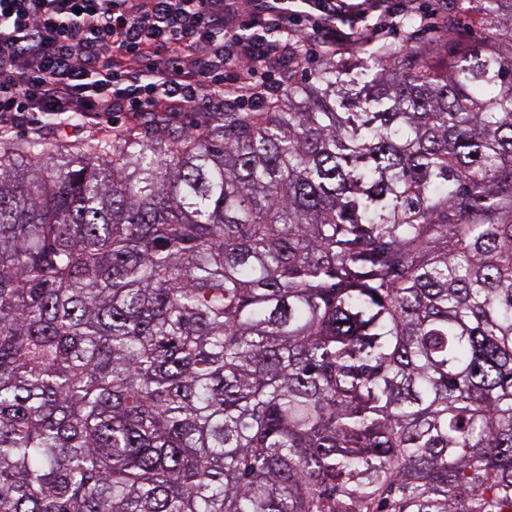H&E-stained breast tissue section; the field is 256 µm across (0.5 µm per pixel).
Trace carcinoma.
Returning a JSON list of instances; mask_svg holds the SVG:
<instances>
[{
  "instance_id": "obj_1",
  "label": "carcinoma",
  "mask_w": 512,
  "mask_h": 512,
  "mask_svg": "<svg viewBox=\"0 0 512 512\" xmlns=\"http://www.w3.org/2000/svg\"><path fill=\"white\" fill-rule=\"evenodd\" d=\"M463 20L0 142V512H512V0ZM448 0H428V1H417L422 8L421 16V31L420 35L425 44H433V51L435 55L441 59L446 60L455 53H457L462 45L469 39H479L482 36V32L475 26L465 23V29L460 28L459 36L455 40H440V33L437 29L432 27V22L435 17L432 13L435 11L443 12V16L447 12Z\"/></svg>"
}]
</instances>
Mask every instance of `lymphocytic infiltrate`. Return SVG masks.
<instances>
[{
	"label": "lymphocytic infiltrate",
	"instance_id": "f902f5d3",
	"mask_svg": "<svg viewBox=\"0 0 512 512\" xmlns=\"http://www.w3.org/2000/svg\"><path fill=\"white\" fill-rule=\"evenodd\" d=\"M335 35V0H0V139L34 112L248 109L271 60L333 49Z\"/></svg>",
	"mask_w": 512,
	"mask_h": 512
}]
</instances>
